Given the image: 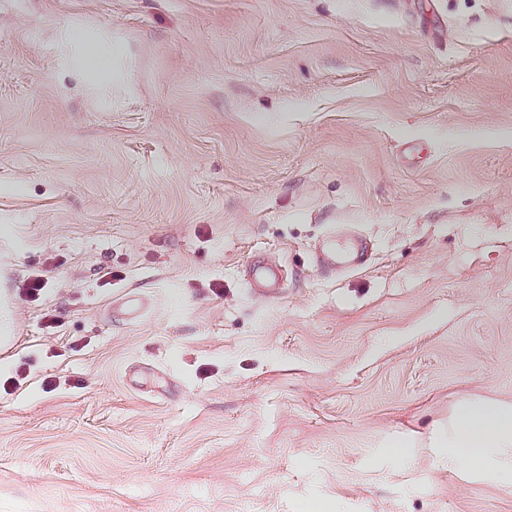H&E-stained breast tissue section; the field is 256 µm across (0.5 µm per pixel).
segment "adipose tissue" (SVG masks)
<instances>
[{
	"mask_svg": "<svg viewBox=\"0 0 512 512\" xmlns=\"http://www.w3.org/2000/svg\"><path fill=\"white\" fill-rule=\"evenodd\" d=\"M449 470L471 482L512 488V398L475 396L456 403L426 443Z\"/></svg>",
	"mask_w": 512,
	"mask_h": 512,
	"instance_id": "obj_1",
	"label": "adipose tissue"
}]
</instances>
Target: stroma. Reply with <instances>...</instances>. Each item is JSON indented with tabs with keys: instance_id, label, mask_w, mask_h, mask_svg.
Masks as SVG:
<instances>
[{
	"instance_id": "1",
	"label": "stroma",
	"mask_w": 512,
	"mask_h": 512,
	"mask_svg": "<svg viewBox=\"0 0 512 512\" xmlns=\"http://www.w3.org/2000/svg\"><path fill=\"white\" fill-rule=\"evenodd\" d=\"M488 393L512 0H0V512H512L370 465Z\"/></svg>"
}]
</instances>
